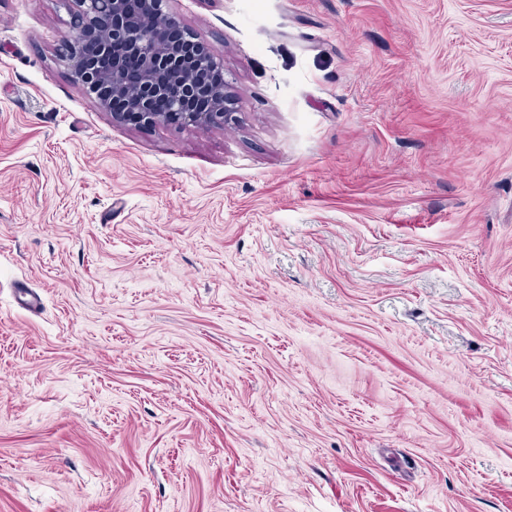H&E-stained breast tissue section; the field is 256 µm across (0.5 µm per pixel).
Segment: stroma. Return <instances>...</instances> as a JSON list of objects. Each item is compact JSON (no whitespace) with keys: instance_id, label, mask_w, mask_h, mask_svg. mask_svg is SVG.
<instances>
[{"instance_id":"1","label":"stroma","mask_w":512,"mask_h":512,"mask_svg":"<svg viewBox=\"0 0 512 512\" xmlns=\"http://www.w3.org/2000/svg\"><path fill=\"white\" fill-rule=\"evenodd\" d=\"M163 8L224 125L0 0V512H512V0Z\"/></svg>"}]
</instances>
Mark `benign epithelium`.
<instances>
[{"label":"benign epithelium","instance_id":"7a95c632","mask_svg":"<svg viewBox=\"0 0 512 512\" xmlns=\"http://www.w3.org/2000/svg\"><path fill=\"white\" fill-rule=\"evenodd\" d=\"M165 0L141 14L137 0H78L73 35L65 61L76 88L93 94L99 105L123 125L151 127L222 126L232 103L205 81L184 79L188 71L223 69L213 47L196 40L180 22L162 10ZM140 67L136 93L127 92V64Z\"/></svg>","mask_w":512,"mask_h":512}]
</instances>
